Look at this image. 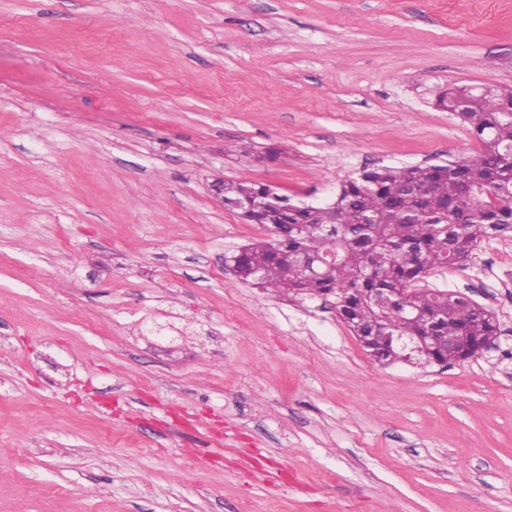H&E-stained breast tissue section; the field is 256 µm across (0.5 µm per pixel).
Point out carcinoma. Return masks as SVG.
<instances>
[{
	"mask_svg": "<svg viewBox=\"0 0 512 512\" xmlns=\"http://www.w3.org/2000/svg\"><path fill=\"white\" fill-rule=\"evenodd\" d=\"M450 87L437 105L462 113L481 144L472 157L452 164L364 168L340 184L336 206L278 195L265 205L262 184L226 181L224 198L260 202L247 220L267 228L271 239L230 250L262 275L260 287L277 295L321 299L331 305L362 347L380 364L402 360V344L427 345L421 364L471 359L498 334L495 315L450 290L421 282L438 267L465 269L490 236L512 231V202H491L512 189V88ZM446 223L448 231L438 230ZM336 226L335 238L322 228ZM330 250L317 274L299 265Z\"/></svg>",
	"mask_w": 512,
	"mask_h": 512,
	"instance_id": "obj_1",
	"label": "carcinoma"
}]
</instances>
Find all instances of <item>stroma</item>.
I'll return each mask as SVG.
<instances>
[{"instance_id": "stroma-1", "label": "stroma", "mask_w": 512, "mask_h": 512, "mask_svg": "<svg viewBox=\"0 0 512 512\" xmlns=\"http://www.w3.org/2000/svg\"><path fill=\"white\" fill-rule=\"evenodd\" d=\"M455 85L512 86V0H0V512H512V236L426 281L492 348L383 365L212 192L472 156Z\"/></svg>"}]
</instances>
